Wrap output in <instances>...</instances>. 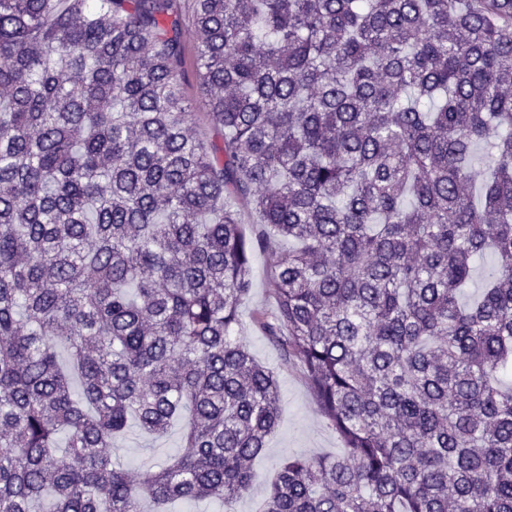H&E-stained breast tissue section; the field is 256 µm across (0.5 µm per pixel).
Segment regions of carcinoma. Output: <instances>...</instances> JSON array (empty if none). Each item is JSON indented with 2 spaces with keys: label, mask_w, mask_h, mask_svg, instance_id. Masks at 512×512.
Segmentation results:
<instances>
[{
  "label": "carcinoma",
  "mask_w": 512,
  "mask_h": 512,
  "mask_svg": "<svg viewBox=\"0 0 512 512\" xmlns=\"http://www.w3.org/2000/svg\"><path fill=\"white\" fill-rule=\"evenodd\" d=\"M0 91V512H232L280 420L257 246L343 445L262 512H512V0H0ZM183 41L186 50V65L184 67L183 78L186 92L188 95L196 101V108L194 114L191 117V123L197 132H200L201 136L206 140H218L219 136L217 132L210 125L207 117L205 116V106L198 98L199 82L193 64V60L196 52V35L191 27V23L186 22V26L183 31ZM181 427L182 422L176 423L166 437L153 443L151 447H146V440L137 432L130 433L116 443L112 448V455L117 456L130 470H137L146 462H163L181 452Z\"/></svg>",
  "instance_id": "carcinoma-1"
}]
</instances>
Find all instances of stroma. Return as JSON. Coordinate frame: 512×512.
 Returning a JSON list of instances; mask_svg holds the SVG:
<instances>
[{"label":"stroma","instance_id":"obj_1","mask_svg":"<svg viewBox=\"0 0 512 512\" xmlns=\"http://www.w3.org/2000/svg\"><path fill=\"white\" fill-rule=\"evenodd\" d=\"M252 278L251 295L241 308L242 336L255 358L277 374L282 399L279 426L269 437L263 454L256 459L253 487L237 501L235 512H256L274 476L273 466L284 455H327L335 453L342 446L336 432L327 425L302 368L284 360L253 320L256 312L269 311L275 306L268 253L260 251L255 254ZM180 450L181 428L176 425L166 437L152 444L146 443L138 434H129L116 443L112 453L126 468L135 470L148 462H163Z\"/></svg>","mask_w":512,"mask_h":512}]
</instances>
